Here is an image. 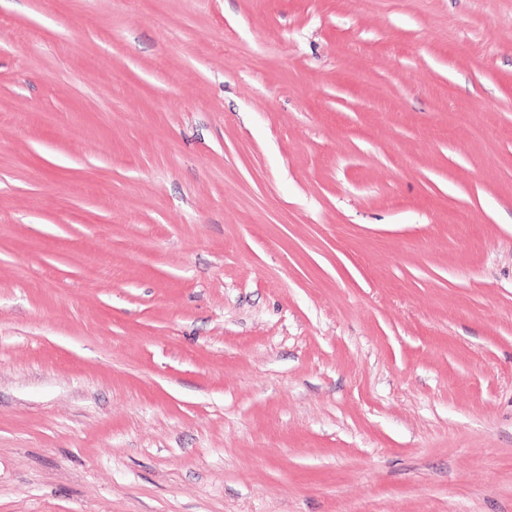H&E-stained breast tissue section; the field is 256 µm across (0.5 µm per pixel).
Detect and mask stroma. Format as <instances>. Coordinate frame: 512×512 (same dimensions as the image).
<instances>
[{
  "mask_svg": "<svg viewBox=\"0 0 512 512\" xmlns=\"http://www.w3.org/2000/svg\"><path fill=\"white\" fill-rule=\"evenodd\" d=\"M0 512H512V0H0Z\"/></svg>",
  "mask_w": 512,
  "mask_h": 512,
  "instance_id": "35a3bbf8",
  "label": "stroma"
}]
</instances>
